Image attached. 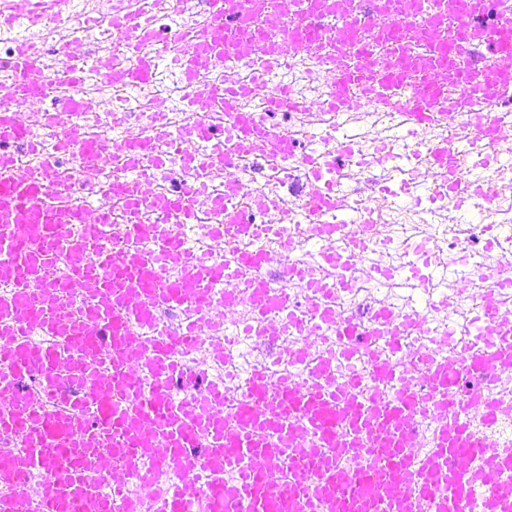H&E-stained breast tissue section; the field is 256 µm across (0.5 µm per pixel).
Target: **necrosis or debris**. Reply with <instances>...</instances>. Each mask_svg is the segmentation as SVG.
Returning <instances> with one entry per match:
<instances>
[{
    "instance_id": "1",
    "label": "necrosis or debris",
    "mask_w": 512,
    "mask_h": 512,
    "mask_svg": "<svg viewBox=\"0 0 512 512\" xmlns=\"http://www.w3.org/2000/svg\"><path fill=\"white\" fill-rule=\"evenodd\" d=\"M124 6V0H67L63 12L34 28L24 0H17L11 30L0 31V102L12 84L11 61L21 44L40 45L41 73L54 83L64 77L62 49L78 48L83 77L75 88L61 87L25 103L38 150L30 152L23 143L10 150L17 165L35 168L44 156L56 154L59 140L73 132L87 141L115 145L158 144L163 160L151 175L137 180L139 190L146 196L182 198L191 216L176 225V237L186 249L214 261L224 258V243L212 232L223 225L225 213L261 200L252 213L254 230L239 245L272 256L257 276L272 292H287L283 321L299 319L304 327L285 330L273 343L263 336L249 304L218 305L219 332L202 334L192 356L208 357L212 343L224 341V359L211 363L209 371L223 379L226 401L241 396L244 380L256 369L307 379L308 367L289 355L293 348L330 355L337 380L368 376L372 353L349 358L335 326L308 314L311 278L322 283L323 301L339 319L367 322L382 308L417 318L419 325L405 337L402 349L381 342L373 351L397 369L413 370L417 379L426 376L424 365L415 360L418 351L452 360L475 343L484 313L485 285L479 272H488L495 281L512 279V159L497 154L475 159V181L496 187L499 194L494 202L479 204L477 223H462L464 197L428 184L424 166L428 149L445 136V129L428 126L410 138L396 111H328L326 73L331 64L314 49L301 50L286 70L267 74L269 87H287L306 101L305 110L271 111L262 92L242 103L270 134L288 136L295 151L272 158L257 142L249 152H240L229 116L197 111L185 88L181 61L190 52L189 33L210 19L208 0H190L178 10L159 4L150 33L165 52L154 62L153 77L148 84L117 90L100 82L98 68L121 47L122 34L112 18L123 14ZM74 93L86 100L87 110L66 111L65 99ZM51 110L60 112L59 124L43 121ZM339 140L351 150L349 165L341 170L329 154ZM57 156V202L79 204L91 214L107 210L113 219H121V205L101 188L134 178L132 171L104 164L87 176L76 155ZM313 177L339 194L341 208L316 218L309 215L296 186ZM364 210L375 218L369 245L352 255L346 242L353 227L344 223L343 214ZM288 266L302 268L304 277L285 276ZM478 390L505 410L492 431L493 440L512 444V371L479 384Z\"/></svg>"
}]
</instances>
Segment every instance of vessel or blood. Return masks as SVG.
Segmentation results:
<instances>
[{
  "label": "vessel or blood",
  "mask_w": 512,
  "mask_h": 512,
  "mask_svg": "<svg viewBox=\"0 0 512 512\" xmlns=\"http://www.w3.org/2000/svg\"><path fill=\"white\" fill-rule=\"evenodd\" d=\"M154 2L130 0L128 13L116 18L134 60L103 62V83L123 88L149 81L163 52L144 48ZM268 4L283 9L288 22L264 39L260 27L238 26L241 0H210L211 19L182 61L186 89L200 111L230 115L241 144L250 145L260 131L239 102L267 89L264 71L244 84L207 89L199 75L257 40L266 69L287 65L314 42L336 60L327 74L329 109L402 112L409 136L429 125L465 128L463 150L439 142L427 164L445 182L466 185L470 196L494 200L493 187L465 182L467 154L496 150L497 112L512 94V21L490 24L492 0H379L386 18L377 30L381 54L363 39L369 20L340 15L337 0ZM331 14L335 25L323 26ZM410 29L429 45L427 55L408 51ZM461 51L476 52L478 64L458 70L453 58ZM39 55L24 46L14 58L12 100L0 105L1 143L26 140L21 105L49 89ZM408 79L414 90L392 101L387 86ZM59 148L78 151L87 168L113 161L141 171L158 156L151 144L114 149L75 134ZM57 188L52 160L29 173L0 153V438L14 441L0 448V512H113L118 503L124 512H138L125 496L123 482L130 478L146 489L151 512H512V447H495L465 417H448L462 405V381L512 371V330L498 324L494 300L485 303L483 344L461 361L431 362L420 389L402 387L391 397L381 392L396 369L380 356L366 391L354 381L339 386L326 358L300 350L296 357L309 364L311 383L292 376L275 381L259 370L247 379L243 397L228 405L223 383L179 355L209 325L219 286L225 303L247 301L266 336H281L278 314L287 310L288 296L271 294L254 276L267 257L236 247L225 251L223 262H201L169 231L186 221V205L165 194L141 197L128 181L111 187L125 210L127 244L106 249L100 227L111 223V213L89 217L78 206L49 205ZM146 207L162 211L166 223H139ZM133 237L160 247L143 252L130 245ZM61 254L69 268L65 281L51 273ZM78 283L92 285L94 300L77 310L70 294ZM162 307L184 309L189 317L177 330L159 332ZM415 325L384 310L371 333L403 336ZM36 332L50 344L35 345ZM34 375L40 379L35 389L28 383ZM176 385L192 398L174 396ZM428 407L440 422L418 463L412 424ZM341 458L367 468H340ZM35 471L49 477L31 494L26 478ZM110 472L117 479L107 489L101 478Z\"/></svg>",
  "instance_id": "b4317fda"
}]
</instances>
